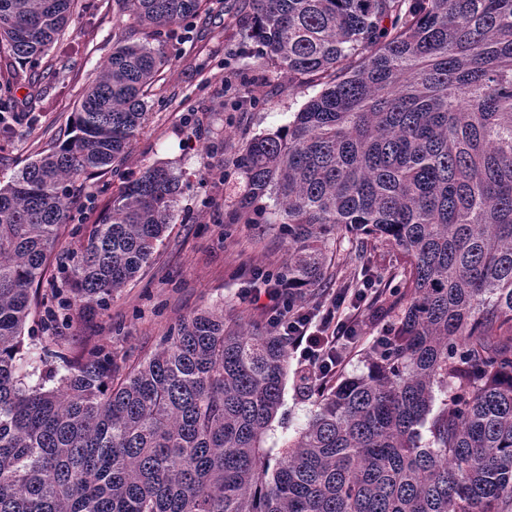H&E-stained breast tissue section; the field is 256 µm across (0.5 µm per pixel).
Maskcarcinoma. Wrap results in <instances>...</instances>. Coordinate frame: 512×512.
<instances>
[{"instance_id":"cac0c4a2","label":"carcinoma","mask_w":512,"mask_h":512,"mask_svg":"<svg viewBox=\"0 0 512 512\" xmlns=\"http://www.w3.org/2000/svg\"><path fill=\"white\" fill-rule=\"evenodd\" d=\"M119 2L141 39H116L66 138L0 184V512H512V0H248L235 19L288 86L320 87L236 157L237 218L278 207L276 278L296 299L327 287L348 236L405 257L367 373L318 393L275 453L288 337L222 306L126 371L102 348L22 370L33 310L106 304L178 202L166 164L125 182L40 292L75 193L143 128L170 62L152 40L206 0ZM74 3L0 0V53L22 64L8 78L67 56Z\"/></svg>"}]
</instances>
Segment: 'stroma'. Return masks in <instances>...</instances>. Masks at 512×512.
<instances>
[{"instance_id": "stroma-1", "label": "stroma", "mask_w": 512, "mask_h": 512, "mask_svg": "<svg viewBox=\"0 0 512 512\" xmlns=\"http://www.w3.org/2000/svg\"><path fill=\"white\" fill-rule=\"evenodd\" d=\"M133 29L117 0H78L60 38L75 48L68 61L45 59L37 84H0V180L58 145L88 84L111 58L116 37ZM163 49L170 65L148 98L144 130L117 170L87 179L71 204L72 215L93 224L113 191L145 168L162 162L181 175L173 222L147 266L107 306L73 307L70 323L59 328L68 352L100 346L126 368L148 357L180 319L217 305L248 328L269 325L267 300L259 295L262 275L283 266L288 243L276 224L227 223L226 189L240 180L235 158L246 140L288 126L314 94L289 87L286 76L265 65L258 44H239L222 0H209L191 27H168ZM401 264L394 245L342 241L331 257L330 287L305 295L301 304L361 287L368 278L384 286ZM341 316L357 323L358 338L328 376L331 384L365 373L373 344L395 322L369 299L347 305ZM302 368L298 354H290L282 420L270 431L267 447H283L296 437L314 408L297 390Z\"/></svg>"}]
</instances>
